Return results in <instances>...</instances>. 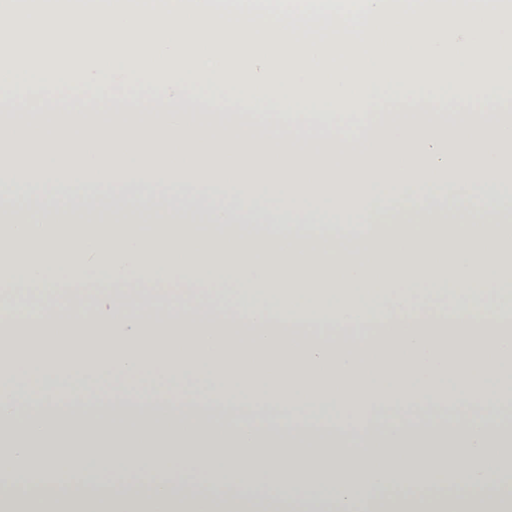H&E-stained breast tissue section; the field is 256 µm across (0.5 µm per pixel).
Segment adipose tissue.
Instances as JSON below:
<instances>
[{"instance_id": "ef3b65f1", "label": "adipose tissue", "mask_w": 512, "mask_h": 512, "mask_svg": "<svg viewBox=\"0 0 512 512\" xmlns=\"http://www.w3.org/2000/svg\"><path fill=\"white\" fill-rule=\"evenodd\" d=\"M0 287L94 282L147 288L155 313L114 296L107 317L58 303L0 311V512H99L70 478L141 470L149 490L112 486V512H512L502 490L512 429L489 427L490 389L512 372V196L500 171L335 175L249 159L30 157L0 165ZM278 189L336 209H213L179 189ZM161 192H151V185ZM479 187L477 207L438 187ZM400 192L378 205L372 192ZM218 384L225 405L343 423L348 439L286 441L263 425H107L45 412L17 420L26 390L82 379L131 398L153 378ZM474 412L461 427H383L389 401L433 409L442 386ZM355 442L356 451L346 448ZM44 446L39 466L27 449ZM231 475L245 495L169 490L167 475ZM311 206L325 224H335L351 235H358L363 231L362 224L356 222L357 216L352 209H347L343 214L336 216V210L326 202H315Z\"/></svg>"}]
</instances>
